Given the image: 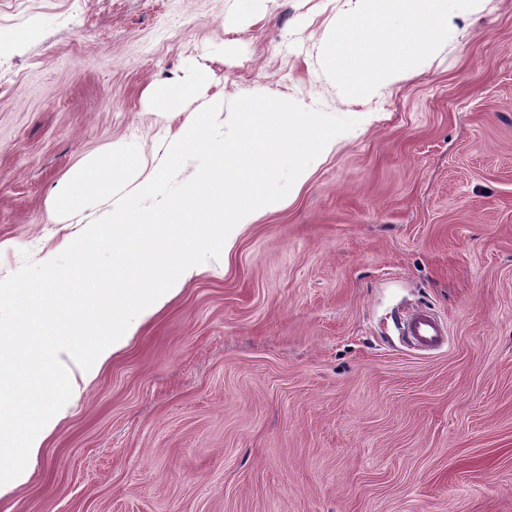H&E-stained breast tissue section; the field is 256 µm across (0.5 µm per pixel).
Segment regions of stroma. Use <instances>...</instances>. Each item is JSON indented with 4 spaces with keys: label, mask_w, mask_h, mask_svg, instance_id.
Returning <instances> with one entry per match:
<instances>
[{
    "label": "stroma",
    "mask_w": 512,
    "mask_h": 512,
    "mask_svg": "<svg viewBox=\"0 0 512 512\" xmlns=\"http://www.w3.org/2000/svg\"><path fill=\"white\" fill-rule=\"evenodd\" d=\"M0 0V277L75 234L47 200L196 64L373 122L146 320L0 512H512V0L456 18L429 67L339 95L344 0ZM233 42V53L218 47ZM429 310L436 351L401 322ZM403 330L414 346L420 350H436L446 342L444 324L432 313L425 310L412 312L405 320Z\"/></svg>",
    "instance_id": "obj_1"
}]
</instances>
